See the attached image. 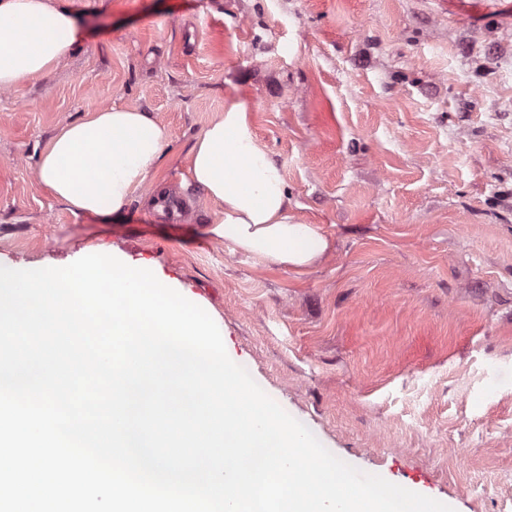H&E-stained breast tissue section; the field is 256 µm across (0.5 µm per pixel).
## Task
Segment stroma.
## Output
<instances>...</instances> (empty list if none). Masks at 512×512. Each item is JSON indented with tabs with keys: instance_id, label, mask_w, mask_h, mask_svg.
Here are the masks:
<instances>
[{
	"instance_id": "35a3bbf8",
	"label": "stroma",
	"mask_w": 512,
	"mask_h": 512,
	"mask_svg": "<svg viewBox=\"0 0 512 512\" xmlns=\"http://www.w3.org/2000/svg\"><path fill=\"white\" fill-rule=\"evenodd\" d=\"M80 48L0 90V266L116 254L204 308L229 356L323 446L454 512H512V0H67ZM245 100L297 220L303 272L211 238L196 135ZM124 106L170 133L120 217L74 216L39 147ZM467 457H459L460 449Z\"/></svg>"
}]
</instances>
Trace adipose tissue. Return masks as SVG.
Instances as JSON below:
<instances>
[{
	"label": "adipose tissue",
	"instance_id": "1",
	"mask_svg": "<svg viewBox=\"0 0 512 512\" xmlns=\"http://www.w3.org/2000/svg\"><path fill=\"white\" fill-rule=\"evenodd\" d=\"M81 39L77 16L59 0H0V89L47 77ZM169 140L167 128L139 109L88 111L43 147L39 181L73 215L107 220L150 182ZM191 175L219 206L208 228L213 238L296 271L331 250L321 227L290 213L284 173L254 134L245 101L229 100L196 137Z\"/></svg>",
	"mask_w": 512,
	"mask_h": 512
}]
</instances>
